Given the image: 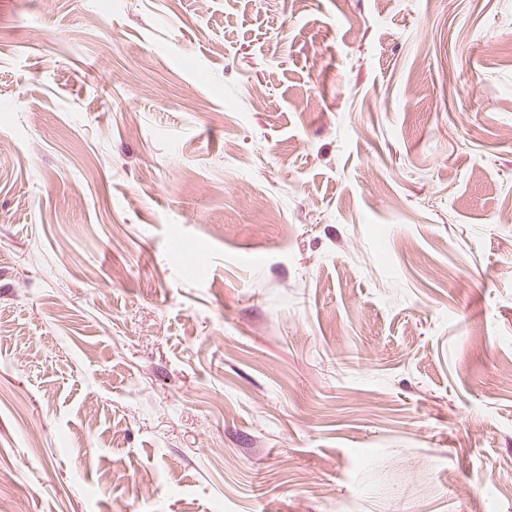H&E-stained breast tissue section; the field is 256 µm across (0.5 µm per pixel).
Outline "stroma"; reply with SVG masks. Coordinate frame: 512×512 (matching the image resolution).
<instances>
[{
  "mask_svg": "<svg viewBox=\"0 0 512 512\" xmlns=\"http://www.w3.org/2000/svg\"><path fill=\"white\" fill-rule=\"evenodd\" d=\"M1 141L0 512H512V0H0Z\"/></svg>",
  "mask_w": 512,
  "mask_h": 512,
  "instance_id": "stroma-1",
  "label": "stroma"
}]
</instances>
